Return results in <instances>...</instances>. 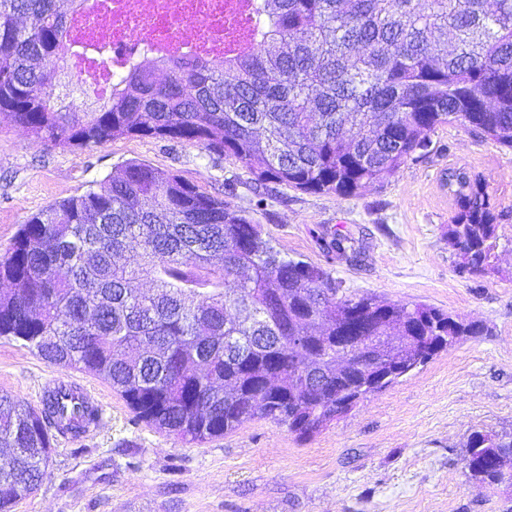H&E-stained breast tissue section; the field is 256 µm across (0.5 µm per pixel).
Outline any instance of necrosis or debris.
<instances>
[{"instance_id":"necrosis-or-debris-1","label":"necrosis or debris","mask_w":512,"mask_h":512,"mask_svg":"<svg viewBox=\"0 0 512 512\" xmlns=\"http://www.w3.org/2000/svg\"><path fill=\"white\" fill-rule=\"evenodd\" d=\"M247 12L246 0H92L75 29L111 49L112 62H87L71 76L87 88H105L122 63L144 49L165 53L222 43L243 29Z\"/></svg>"}]
</instances>
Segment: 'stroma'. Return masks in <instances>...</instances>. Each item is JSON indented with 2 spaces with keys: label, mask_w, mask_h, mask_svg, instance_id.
<instances>
[{
  "label": "stroma",
  "mask_w": 512,
  "mask_h": 512,
  "mask_svg": "<svg viewBox=\"0 0 512 512\" xmlns=\"http://www.w3.org/2000/svg\"><path fill=\"white\" fill-rule=\"evenodd\" d=\"M430 140L388 182L343 197L257 185L233 158L184 142L43 146L0 116V255L31 215L142 160L246 210L282 255L323 267L347 293L422 302L484 327L309 439L254 420L202 445L136 421L102 379L1 339L0 394L38 408L56 381H77L102 406L79 437L54 434L43 482L12 512H512V484L473 486L462 456L471 432L512 430V151L456 123ZM452 170L489 194L494 273H460L448 246ZM335 232L354 257L325 249Z\"/></svg>",
  "instance_id": "stroma-1"
}]
</instances>
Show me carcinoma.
<instances>
[{"mask_svg": "<svg viewBox=\"0 0 512 512\" xmlns=\"http://www.w3.org/2000/svg\"><path fill=\"white\" fill-rule=\"evenodd\" d=\"M0 0V114L43 144L122 137L196 144L254 181L353 196L424 155L458 122L512 150V0H251L245 49L133 60L82 110L56 90L81 59L84 0ZM461 272L494 269L487 193L448 173ZM0 338L93 374L142 421L202 444L262 419L319 432L483 327L424 303L339 295L318 265L286 259L245 211L179 175L127 163L22 225L0 256ZM377 337L339 367L342 328ZM59 389L36 410L0 394V512L46 475L53 432L94 424ZM478 487L512 482V436L475 431Z\"/></svg>", "mask_w": 512, "mask_h": 512, "instance_id": "carcinoma-1", "label": "carcinoma"}]
</instances>
